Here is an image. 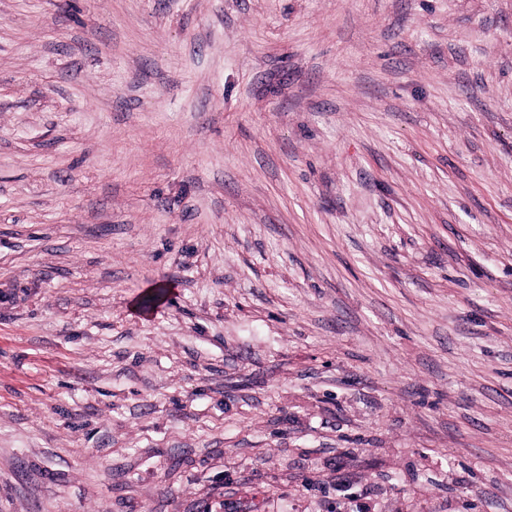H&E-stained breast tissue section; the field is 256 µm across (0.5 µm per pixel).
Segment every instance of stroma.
Segmentation results:
<instances>
[{
    "mask_svg": "<svg viewBox=\"0 0 512 512\" xmlns=\"http://www.w3.org/2000/svg\"><path fill=\"white\" fill-rule=\"evenodd\" d=\"M0 512H512V0H0Z\"/></svg>",
    "mask_w": 512,
    "mask_h": 512,
    "instance_id": "35a3bbf8",
    "label": "stroma"
}]
</instances>
